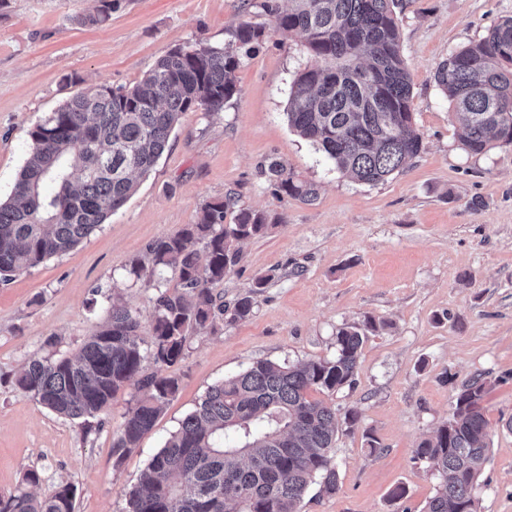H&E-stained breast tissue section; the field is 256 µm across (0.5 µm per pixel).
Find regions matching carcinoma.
<instances>
[{"label":"carcinoma","mask_w":512,"mask_h":512,"mask_svg":"<svg viewBox=\"0 0 512 512\" xmlns=\"http://www.w3.org/2000/svg\"><path fill=\"white\" fill-rule=\"evenodd\" d=\"M278 0L257 4L279 31L299 32L313 63L298 76L288 101V126L311 142L346 177L368 185L386 181L423 147L414 127L412 79L402 54L397 0ZM112 0H98L83 23L102 25ZM264 30L240 23V46ZM237 54L196 42L162 56L134 87L91 85L31 132L32 146L0 203V275L8 277L63 254L131 197L134 176L146 175L164 152L179 117L190 110H224L236 92ZM434 80L454 105L460 140L471 154L491 143L512 147V17L495 22L481 40L437 67ZM267 171L279 193L309 202L315 186L273 159ZM52 182L58 190L47 196ZM231 200L206 203L197 221L149 247L152 272L170 269L179 287L157 298L153 337L112 303L105 324L77 355L35 358L15 376L48 411L68 419L94 418L127 385L130 407L112 437L115 463L137 447L180 389L165 370L184 356L189 331L213 323L224 303L213 294L238 257V244L263 236L267 216L243 208L224 223ZM255 293L238 298L231 320L252 314ZM372 319L336 332L331 359L258 361L210 386L153 455L139 486L126 493L125 512H298L313 485L332 497L340 489L333 450L336 407L313 393L352 386ZM152 357L156 370L143 374ZM488 382L469 380L448 421L415 448L439 485L423 512H476L473 488L490 451L483 402ZM0 512H74V488L58 483L41 497L19 491L0 497Z\"/></svg>","instance_id":"cac0c4a2"}]
</instances>
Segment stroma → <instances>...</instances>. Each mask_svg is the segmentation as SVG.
I'll use <instances>...</instances> for the list:
<instances>
[{"instance_id": "1", "label": "stroma", "mask_w": 512, "mask_h": 512, "mask_svg": "<svg viewBox=\"0 0 512 512\" xmlns=\"http://www.w3.org/2000/svg\"><path fill=\"white\" fill-rule=\"evenodd\" d=\"M111 19L83 26L96 0H0V202L10 201L30 133L84 87H130L168 51L204 41L231 47L239 23L263 28L239 55L237 92L223 111L181 115L162 156L127 203L68 252L0 280V496L38 470L40 492L68 482L75 512H124L151 457L208 387L255 362L329 359L337 328L374 319L353 387L332 397L356 408L340 425V490L310 488L299 512H421L438 476L415 449L450 417L457 392L485 374L490 452L474 485L478 512H512V148L468 153L440 62L512 16V0H399L403 54L412 77L422 152L387 181L344 177L285 115L311 56L301 35L275 30L244 0H115ZM286 163L317 188L314 201L280 195L264 172ZM265 212L263 237L243 242L218 292L225 305L255 293L244 321L217 316L191 333L173 371L180 391L122 462L112 437L136 391L128 385L98 417L56 416L14 384L31 357L74 355L120 298L153 336L156 298L177 276L131 274L158 238L195 223L209 201ZM264 288H257L258 279ZM384 448L368 453L367 435ZM405 487L404 498L391 492Z\"/></svg>"}]
</instances>
